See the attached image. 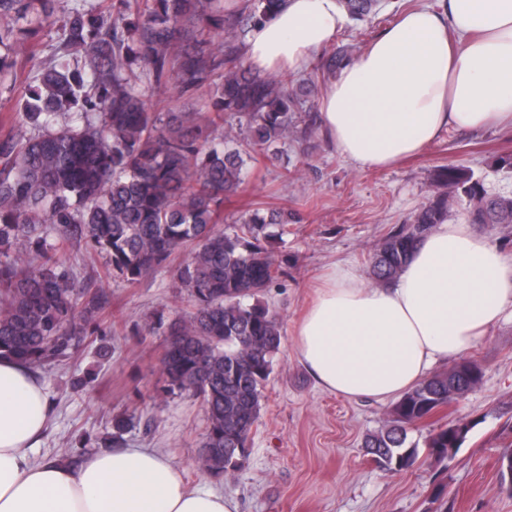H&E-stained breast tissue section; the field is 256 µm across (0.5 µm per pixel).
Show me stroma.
Masks as SVG:
<instances>
[{
  "mask_svg": "<svg viewBox=\"0 0 512 512\" xmlns=\"http://www.w3.org/2000/svg\"><path fill=\"white\" fill-rule=\"evenodd\" d=\"M283 160L249 166L243 191L225 205V216L260 208L293 217L275 251L285 273L263 296L281 322V346L266 387L252 452L244 466L222 478L200 470L206 427L201 400L161 394L163 339L142 334L156 312L176 314L186 298L171 270L130 287L107 277L102 257L85 245L66 259L79 279L96 276L111 295L102 330L89 336L64 365L40 372L52 415L33 456L51 460L61 449L81 453L112 448V419L131 417L128 445L156 449L178 464L187 484L209 485L235 500L237 512H512L497 458L503 419L512 417V319H506L469 352L482 371L480 385L452 404L448 418L474 428L453 461L426 460L412 471L390 474L371 465L361 447L379 429L391 402L346 399L319 387L294 354L293 330L328 266L349 262L368 273L385 234L433 195V178L445 166H462L488 191L512 195V175L495 161L512 156V130H444L425 150L399 165L361 170L323 137L291 138ZM94 375L74 390L73 380Z\"/></svg>",
  "mask_w": 512,
  "mask_h": 512,
  "instance_id": "35a3bbf8",
  "label": "stroma"
}]
</instances>
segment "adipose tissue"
Instances as JSON below:
<instances>
[{"label": "adipose tissue", "instance_id": "obj_1", "mask_svg": "<svg viewBox=\"0 0 512 512\" xmlns=\"http://www.w3.org/2000/svg\"><path fill=\"white\" fill-rule=\"evenodd\" d=\"M346 20L340 0H285L247 36L259 72L303 71ZM321 131L355 167L387 168L449 127H512V0H437L404 11L342 66L321 99ZM512 316V253L477 226L437 225L392 282L328 268L295 328L300 362L326 390L388 401L474 349ZM50 413L32 370L0 358V512H237L151 448L79 464L34 461Z\"/></svg>", "mask_w": 512, "mask_h": 512}]
</instances>
